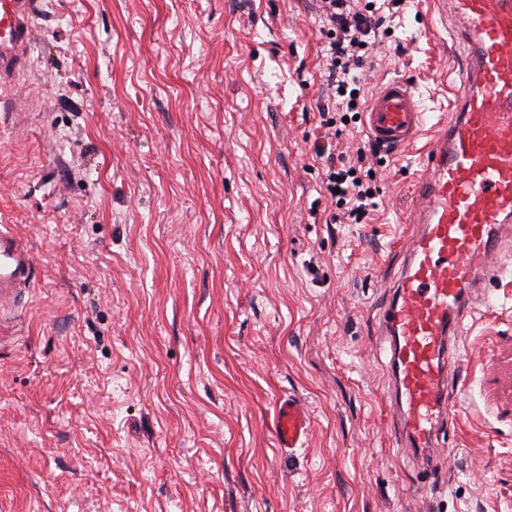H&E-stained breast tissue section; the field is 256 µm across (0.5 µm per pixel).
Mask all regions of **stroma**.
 <instances>
[{
	"instance_id": "obj_1",
	"label": "stroma",
	"mask_w": 512,
	"mask_h": 512,
	"mask_svg": "<svg viewBox=\"0 0 512 512\" xmlns=\"http://www.w3.org/2000/svg\"><path fill=\"white\" fill-rule=\"evenodd\" d=\"M394 25L369 91L448 120L451 20ZM36 27L42 108L0 129V224L36 258L0 329V512H512V287L466 323L428 487L392 445L379 315L434 142L372 157L375 210L333 222L316 0H39ZM310 418L306 407L293 398L280 400L273 422L279 446L290 451L298 448L307 437Z\"/></svg>"
}]
</instances>
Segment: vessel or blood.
<instances>
[{"label": "vessel or blood", "instance_id": "b4317fda", "mask_svg": "<svg viewBox=\"0 0 512 512\" xmlns=\"http://www.w3.org/2000/svg\"><path fill=\"white\" fill-rule=\"evenodd\" d=\"M37 0H0V112L13 132L28 123L17 92L36 38ZM444 13L467 45L453 116L422 159L425 177L414 193L405 265L382 309L386 368L397 417L396 447L432 463L446 413L455 411L447 368L459 359L465 322L486 286L512 284L499 256L512 223V0H446ZM428 114L408 82L392 79L372 96L365 126L372 141L403 150ZM32 249L0 226V324L22 304L34 282ZM306 407L280 400L273 430L281 448L307 437Z\"/></svg>", "mask_w": 512, "mask_h": 512}]
</instances>
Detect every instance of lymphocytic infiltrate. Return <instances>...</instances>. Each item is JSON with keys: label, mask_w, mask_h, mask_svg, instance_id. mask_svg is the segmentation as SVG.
I'll list each match as a JSON object with an SVG mask.
<instances>
[{"label": "lymphocytic infiltrate", "mask_w": 512, "mask_h": 512, "mask_svg": "<svg viewBox=\"0 0 512 512\" xmlns=\"http://www.w3.org/2000/svg\"><path fill=\"white\" fill-rule=\"evenodd\" d=\"M403 0H381L368 8L359 0H318L324 21L328 49L323 65V80L330 94L319 109V124L324 139L314 148L323 171V188L334 195L346 224L366 223L372 194L377 185L371 176L369 154L375 146L359 147L352 158H345L336 138L343 123H358L366 108V87L360 71L370 52L389 37L391 9Z\"/></svg>", "instance_id": "lymphocytic-infiltrate-1"}]
</instances>
